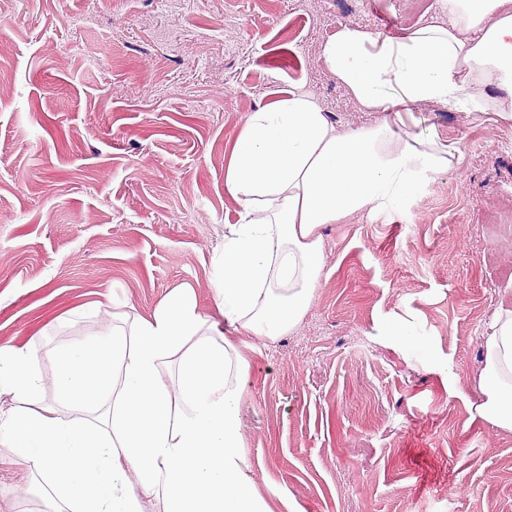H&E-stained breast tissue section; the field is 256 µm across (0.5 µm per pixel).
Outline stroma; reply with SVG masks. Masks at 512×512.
I'll list each match as a JSON object with an SVG mask.
<instances>
[{
	"mask_svg": "<svg viewBox=\"0 0 512 512\" xmlns=\"http://www.w3.org/2000/svg\"><path fill=\"white\" fill-rule=\"evenodd\" d=\"M446 19L440 0H0V346L76 343L102 325L88 304L147 318L184 285L216 315L243 116L294 89L365 125L321 43ZM405 130L455 143L453 168L410 210L325 225L302 321L239 341L257 488L297 512H512V430L478 409L512 303V123L420 104ZM34 482L0 445V512H42Z\"/></svg>",
	"mask_w": 512,
	"mask_h": 512,
	"instance_id": "stroma-1",
	"label": "stroma"
}]
</instances>
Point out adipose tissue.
I'll return each mask as SVG.
<instances>
[{
    "mask_svg": "<svg viewBox=\"0 0 512 512\" xmlns=\"http://www.w3.org/2000/svg\"><path fill=\"white\" fill-rule=\"evenodd\" d=\"M444 23L396 36L338 26L320 46L327 69L375 122L344 131L308 94L288 90L248 113L224 168L238 202L216 261L219 318L189 287L151 317L42 353L0 347V443L24 457L44 512H294L262 496L239 428L248 365L240 337L276 339L302 320L323 269L321 229L411 208L457 149L398 134L411 108L446 103L512 123V0H441ZM51 366L55 400L40 402ZM480 412L512 429V306L484 342Z\"/></svg>",
    "mask_w": 512,
    "mask_h": 512,
    "instance_id": "ef3b65f1",
    "label": "adipose tissue"
}]
</instances>
